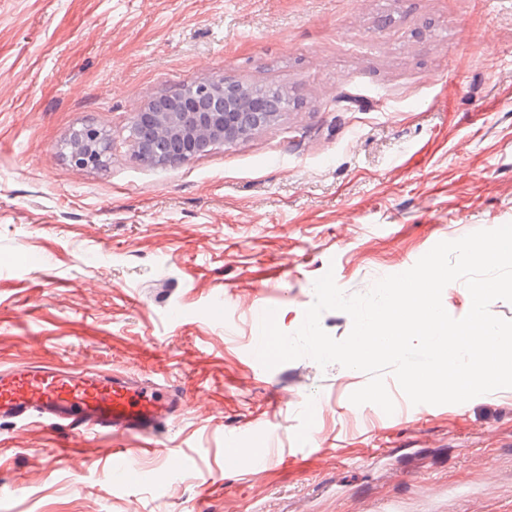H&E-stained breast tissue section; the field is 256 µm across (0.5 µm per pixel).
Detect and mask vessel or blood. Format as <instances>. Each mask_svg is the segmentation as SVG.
<instances>
[{
    "instance_id": "obj_1",
    "label": "vessel or blood",
    "mask_w": 512,
    "mask_h": 512,
    "mask_svg": "<svg viewBox=\"0 0 512 512\" xmlns=\"http://www.w3.org/2000/svg\"><path fill=\"white\" fill-rule=\"evenodd\" d=\"M182 400L177 390L124 374H76L53 363L0 370L1 423L40 418L74 438L151 436L176 415Z\"/></svg>"
}]
</instances>
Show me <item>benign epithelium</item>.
Here are the masks:
<instances>
[{
    "label": "benign epithelium",
    "instance_id": "obj_1",
    "mask_svg": "<svg viewBox=\"0 0 512 512\" xmlns=\"http://www.w3.org/2000/svg\"><path fill=\"white\" fill-rule=\"evenodd\" d=\"M286 110L251 85L223 77L203 78L188 87L153 96L134 115L133 147L140 159L176 166L218 145H231L270 125ZM110 156L105 133L87 125L75 131L68 153L80 168H103Z\"/></svg>",
    "mask_w": 512,
    "mask_h": 512
}]
</instances>
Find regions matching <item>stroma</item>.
Here are the masks:
<instances>
[{
	"label": "stroma",
	"instance_id": "obj_1",
	"mask_svg": "<svg viewBox=\"0 0 512 512\" xmlns=\"http://www.w3.org/2000/svg\"><path fill=\"white\" fill-rule=\"evenodd\" d=\"M222 76L287 111L177 167L135 155L149 98ZM86 125L106 167L67 156ZM507 223L512 0H0V368L184 399L143 455L0 425V512H512V388L414 405L388 372V415L350 402L363 372L252 358L258 306L292 333L326 272L364 293Z\"/></svg>",
	"mask_w": 512,
	"mask_h": 512
}]
</instances>
